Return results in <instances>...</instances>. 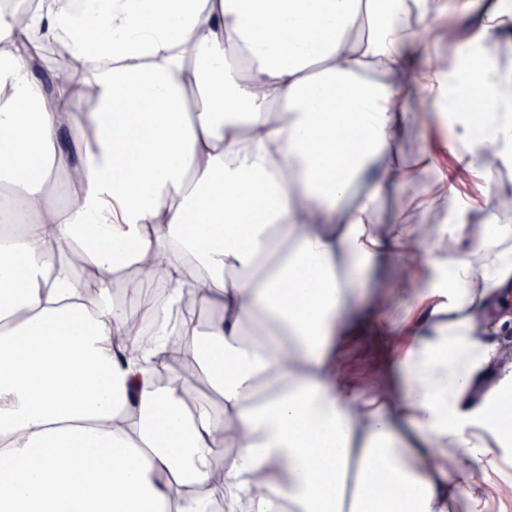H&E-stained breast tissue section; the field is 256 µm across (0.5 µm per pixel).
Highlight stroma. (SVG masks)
Instances as JSON below:
<instances>
[{
  "label": "stroma",
  "mask_w": 512,
  "mask_h": 512,
  "mask_svg": "<svg viewBox=\"0 0 512 512\" xmlns=\"http://www.w3.org/2000/svg\"><path fill=\"white\" fill-rule=\"evenodd\" d=\"M490 2L491 0H477L472 10L456 15L453 19V32L443 36L435 35L429 50L414 49L417 72H424L428 59L452 60L467 52V42L477 35L481 14ZM408 108L410 111L422 113L424 121L394 145L388 156L389 161L410 167L424 153L434 157L441 165L454 162L463 148L454 143L448 125L440 115L438 104L430 100H412L409 101ZM509 184L512 185V168L502 166L483 177L455 184L454 195L459 207L477 211L479 214L478 219L470 223L473 237H481L483 221L488 218L492 223L507 228L508 233L503 243L512 246V212H502L495 207L499 191ZM425 193L426 188L421 184L404 183L391 186L381 195L380 206L372 217L374 229L384 230L401 222L411 227L440 223V215L418 208L417 203ZM397 275V267L386 259L381 260L368 275L364 317L369 318L382 309L393 308L404 320H411L414 307L412 296L398 295L391 289ZM476 330L488 335L498 344L496 358L483 369L486 383L491 384L512 366V333L502 332L496 326L495 316L491 313L486 314L477 324ZM406 342L407 339L403 336H379L369 331L338 337L336 375L367 397H401L406 383L397 362L402 357ZM452 479L461 485L473 480L480 482L494 505L504 506L507 512H512V463L505 461L504 450L493 432H483L481 446L476 449L473 459L454 465Z\"/></svg>",
  "instance_id": "35a3bbf8"
}]
</instances>
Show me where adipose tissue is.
<instances>
[{
    "label": "adipose tissue",
    "mask_w": 512,
    "mask_h": 512,
    "mask_svg": "<svg viewBox=\"0 0 512 512\" xmlns=\"http://www.w3.org/2000/svg\"><path fill=\"white\" fill-rule=\"evenodd\" d=\"M470 0H36L0 10V189L25 218L0 231V512H205L224 473L241 512H448L447 461L479 430L512 439V377L472 390L496 344L479 315L512 310V248L422 258V335L402 359L401 403L368 411L334 385L338 332L401 324L354 312L360 274L408 256L371 217L408 99H454L459 169L482 149L512 167V74L488 46L512 28L494 0L458 67L485 107L481 150L442 71L409 80L417 25ZM68 45L77 84L47 87L32 52ZM65 173L73 201L51 202ZM93 269L80 300L55 256ZM149 263L169 285L146 345L113 291ZM223 314L199 331L186 306ZM219 408L187 403L156 359L171 328ZM365 410L364 423L355 413Z\"/></svg>",
    "instance_id": "adipose-tissue-1"
}]
</instances>
